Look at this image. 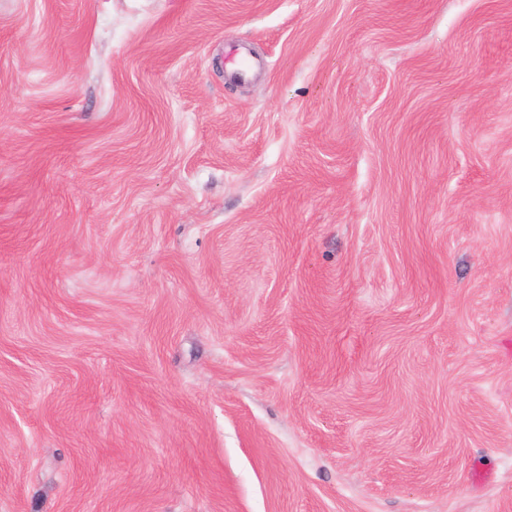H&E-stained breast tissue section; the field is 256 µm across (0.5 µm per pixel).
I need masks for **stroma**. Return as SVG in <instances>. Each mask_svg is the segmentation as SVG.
I'll use <instances>...</instances> for the list:
<instances>
[{"instance_id": "1", "label": "stroma", "mask_w": 512, "mask_h": 512, "mask_svg": "<svg viewBox=\"0 0 512 512\" xmlns=\"http://www.w3.org/2000/svg\"><path fill=\"white\" fill-rule=\"evenodd\" d=\"M0 512H512V0H0Z\"/></svg>"}]
</instances>
